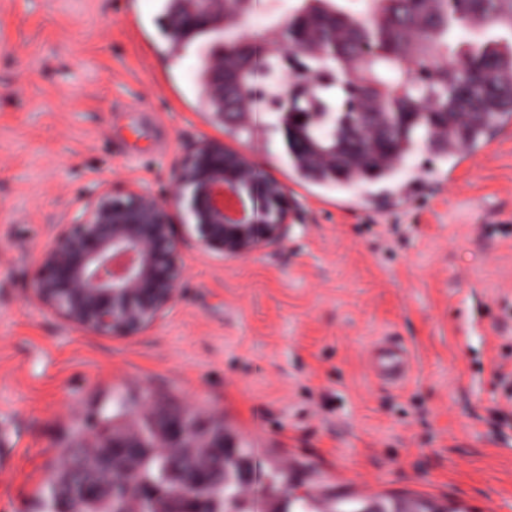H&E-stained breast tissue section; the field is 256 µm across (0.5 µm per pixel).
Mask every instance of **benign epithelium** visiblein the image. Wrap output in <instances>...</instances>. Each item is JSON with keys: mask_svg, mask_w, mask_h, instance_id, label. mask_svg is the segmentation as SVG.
<instances>
[{"mask_svg": "<svg viewBox=\"0 0 512 512\" xmlns=\"http://www.w3.org/2000/svg\"><path fill=\"white\" fill-rule=\"evenodd\" d=\"M224 0H183L168 18V28L186 38L201 29L224 27ZM249 42L237 43L231 57L216 47L204 62L209 112L224 120V89L230 78L252 70ZM172 202L183 206L184 226L206 249L228 257L247 256L279 244L288 235L294 201L281 182L257 179L254 166L240 151L206 139L186 154L173 180ZM170 202V203H172ZM167 201L138 187L101 189L67 224L56 225L53 243L33 272L37 301L59 318L86 332L134 336L172 309L183 295L184 241L176 233L175 214ZM158 447L196 461L185 487L163 499L168 512H194L191 489L217 474L209 460L237 444L224 435L222 420L187 404L157 420ZM93 448H110L100 456L104 482H86L82 493L112 490L123 512H137L140 491L112 481L113 460L131 470L150 445L132 419L103 434L92 430Z\"/></svg>", "mask_w": 512, "mask_h": 512, "instance_id": "benign-epithelium-1", "label": "benign epithelium"}]
</instances>
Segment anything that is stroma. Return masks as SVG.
<instances>
[{"mask_svg":"<svg viewBox=\"0 0 512 512\" xmlns=\"http://www.w3.org/2000/svg\"><path fill=\"white\" fill-rule=\"evenodd\" d=\"M167 0H0V512H39L64 446L115 395L191 401L288 465V491L512 512V123L449 174L416 153L405 201L298 179L267 113L233 136L201 106L196 41L171 53ZM286 185L278 246L229 258L189 243L185 293L135 336L40 305L31 272L99 188L170 197L201 139ZM411 357L380 379L374 345Z\"/></svg>","mask_w":512,"mask_h":512,"instance_id":"stroma-1","label":"stroma"}]
</instances>
